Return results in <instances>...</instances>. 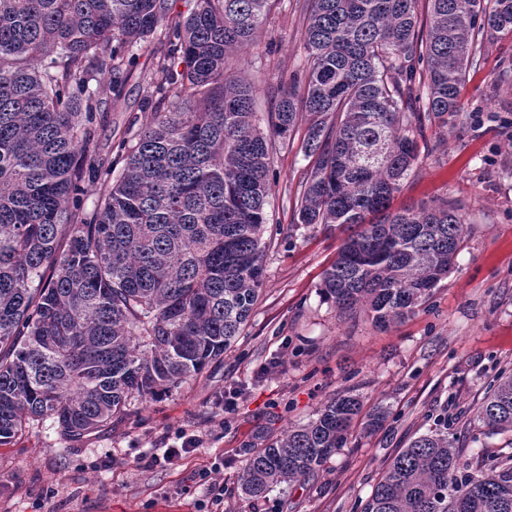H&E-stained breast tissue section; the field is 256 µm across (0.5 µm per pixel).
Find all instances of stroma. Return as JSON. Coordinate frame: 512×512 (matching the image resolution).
<instances>
[{
	"mask_svg": "<svg viewBox=\"0 0 512 512\" xmlns=\"http://www.w3.org/2000/svg\"><path fill=\"white\" fill-rule=\"evenodd\" d=\"M304 29L297 0H281L256 43L235 52L239 76L262 85L303 75ZM138 55L118 101L95 112L89 148L103 170L80 184L88 214L122 141L157 106L143 78L155 63L152 45ZM510 58V39L483 45L462 112L448 127L427 129L429 151L391 202L399 212L448 201L470 225L455 267L414 314L379 328L364 313L340 314L323 295V272L345 233L296 224L308 164L296 131L274 161L261 296L223 360L78 442L33 423L13 447H0V512H210L215 480L224 485L223 512H361L388 461L443 410L448 437L472 468L512 457L511 433L486 437L474 420L496 378L512 374V87L492 86ZM477 108L495 120L474 123ZM352 387L365 410L383 407L382 425L356 424L313 476L246 498L245 449L309 421ZM191 436L197 448L177 463L153 462ZM205 470L211 480H202Z\"/></svg>",
	"mask_w": 512,
	"mask_h": 512,
	"instance_id": "obj_1",
	"label": "stroma"
}]
</instances>
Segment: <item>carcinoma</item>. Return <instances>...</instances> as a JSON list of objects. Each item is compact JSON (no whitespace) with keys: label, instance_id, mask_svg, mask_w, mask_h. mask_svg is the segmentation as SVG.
Instances as JSON below:
<instances>
[{"label":"carcinoma","instance_id":"carcinoma-1","mask_svg":"<svg viewBox=\"0 0 512 512\" xmlns=\"http://www.w3.org/2000/svg\"><path fill=\"white\" fill-rule=\"evenodd\" d=\"M278 0H0V447L51 419L70 441L120 421L219 361L263 283L274 158L305 124L310 165L298 223L349 231L321 288L341 313L387 326L413 313L469 234L460 209L390 211L428 149L426 130L463 111L485 41L512 40V0H304V80L269 83L274 111L231 56ZM159 45L162 109L138 131L96 210L76 206L87 124L120 96L133 49ZM109 69L112 83L96 73ZM358 395L328 400L242 462L259 500L345 447ZM512 432V375L476 409ZM361 512H512V462L473 471L448 410L402 449Z\"/></svg>","mask_w":512,"mask_h":512}]
</instances>
